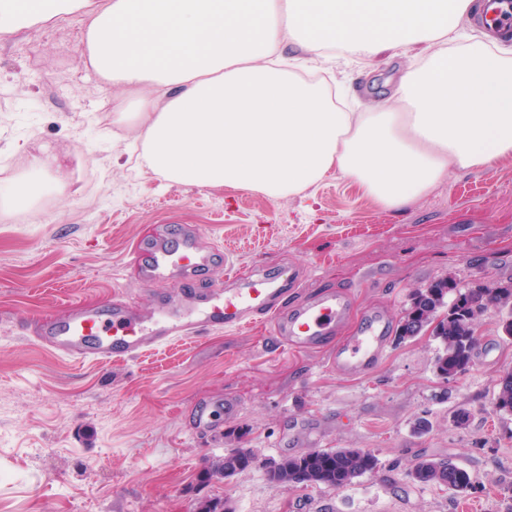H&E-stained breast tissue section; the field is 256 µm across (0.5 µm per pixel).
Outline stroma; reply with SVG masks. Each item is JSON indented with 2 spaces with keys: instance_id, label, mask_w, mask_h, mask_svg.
Listing matches in <instances>:
<instances>
[{
  "instance_id": "stroma-1",
  "label": "stroma",
  "mask_w": 512,
  "mask_h": 512,
  "mask_svg": "<svg viewBox=\"0 0 512 512\" xmlns=\"http://www.w3.org/2000/svg\"><path fill=\"white\" fill-rule=\"evenodd\" d=\"M84 27L74 15L0 41V189L46 152L59 159L51 179L63 187L26 212L0 209V512H194L214 497L235 512H512V416L493 410L512 340L497 312L478 325L470 366L448 382L426 332L389 336L366 376L336 372L326 350L287 345L270 319L112 362L77 363L41 345L39 319L114 301L149 317L164 297L237 288L282 268L298 277L283 311L337 289L352 300L349 325L380 312L393 328L412 290L434 277L490 286L512 275V158L449 172L392 210L336 176L282 200L171 182L137 169L132 131H113L120 93L82 57ZM413 65L383 55L338 75L367 101L392 95ZM176 229L227 249V262L187 282L147 281L131 253ZM241 445L263 460L367 448L382 467L338 491L274 487L259 467L202 482L209 458ZM423 453L467 469L477 492L411 482L405 471Z\"/></svg>"
}]
</instances>
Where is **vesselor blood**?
Returning a JSON list of instances; mask_svg holds the SVG:
<instances>
[{
    "mask_svg": "<svg viewBox=\"0 0 512 512\" xmlns=\"http://www.w3.org/2000/svg\"><path fill=\"white\" fill-rule=\"evenodd\" d=\"M147 252V271L155 278L167 269L191 278L224 255L222 247H203L197 236L189 233L151 243ZM287 286L283 274L263 275L241 288L210 290L189 311L162 303L156 316L147 321L120 303L85 307L64 320L38 322L35 333L43 345L57 353L77 360L109 361L135 357L175 338L213 328L238 327L271 314L287 344L329 350L331 364L337 371L367 374L375 369L387 342L383 317L369 315L354 334L339 341L335 335L349 317V300L329 292L306 306L281 314L277 302Z\"/></svg>",
    "mask_w": 512,
    "mask_h": 512,
    "instance_id": "obj_1",
    "label": "vessel or blood"
}]
</instances>
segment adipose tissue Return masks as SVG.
I'll return each instance as SVG.
<instances>
[{
	"instance_id": "obj_1",
	"label": "adipose tissue",
	"mask_w": 512,
	"mask_h": 512,
	"mask_svg": "<svg viewBox=\"0 0 512 512\" xmlns=\"http://www.w3.org/2000/svg\"><path fill=\"white\" fill-rule=\"evenodd\" d=\"M483 0H0V40L80 14V51L132 99L145 171L189 185L301 195L343 175L386 208L449 170L512 157V36L461 20ZM325 59L421 51L394 95L347 112L286 47Z\"/></svg>"
}]
</instances>
